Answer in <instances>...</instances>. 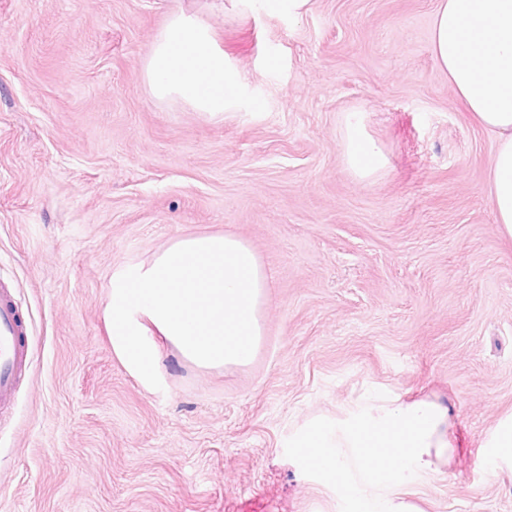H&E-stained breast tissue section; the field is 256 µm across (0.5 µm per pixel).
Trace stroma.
Masks as SVG:
<instances>
[{
  "label": "stroma",
  "mask_w": 512,
  "mask_h": 512,
  "mask_svg": "<svg viewBox=\"0 0 512 512\" xmlns=\"http://www.w3.org/2000/svg\"><path fill=\"white\" fill-rule=\"evenodd\" d=\"M176 0H0V278L30 366L0 432V512H347L295 452L371 389L449 406L456 449L420 512H512L485 435L512 413V239L493 141L431 52L438 0L213 10L243 108L155 100L143 62ZM365 114L388 165L342 158ZM230 233L265 269L253 363L201 370L160 342L161 388L112 350L113 269ZM343 160L346 168L359 180L373 179L384 166V157L365 133L363 113L347 114L344 122Z\"/></svg>",
  "instance_id": "1"
}]
</instances>
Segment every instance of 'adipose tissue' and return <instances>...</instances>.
<instances>
[{
	"label": "adipose tissue",
	"instance_id": "1",
	"mask_svg": "<svg viewBox=\"0 0 512 512\" xmlns=\"http://www.w3.org/2000/svg\"><path fill=\"white\" fill-rule=\"evenodd\" d=\"M432 54L473 120L493 138L487 188L500 232L512 238V0H440ZM151 95L219 117L237 108L240 76L198 10L177 7L154 35L143 66ZM346 168L373 179L384 157L348 113L342 135ZM448 408L371 394L351 418L313 425L304 449L353 512H413L401 496L423 473H439L454 453Z\"/></svg>",
	"mask_w": 512,
	"mask_h": 512
}]
</instances>
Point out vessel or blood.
<instances>
[{
	"label": "vessel or blood",
	"instance_id": "vessel-or-blood-1",
	"mask_svg": "<svg viewBox=\"0 0 512 512\" xmlns=\"http://www.w3.org/2000/svg\"><path fill=\"white\" fill-rule=\"evenodd\" d=\"M25 324L12 288L0 284V410L13 405L28 366Z\"/></svg>",
	"mask_w": 512,
	"mask_h": 512
}]
</instances>
